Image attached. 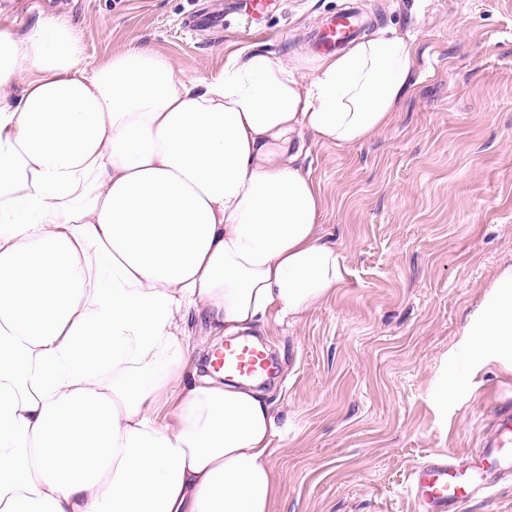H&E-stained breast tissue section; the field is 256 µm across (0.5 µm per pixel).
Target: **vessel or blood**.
<instances>
[{
	"instance_id": "1",
	"label": "vessel or blood",
	"mask_w": 512,
	"mask_h": 512,
	"mask_svg": "<svg viewBox=\"0 0 512 512\" xmlns=\"http://www.w3.org/2000/svg\"><path fill=\"white\" fill-rule=\"evenodd\" d=\"M283 5L284 0H242L239 9L253 27ZM362 27L357 8L342 10L322 21L313 34V45L321 53L336 51L358 38ZM213 367L229 380H248L271 372L266 347L245 336L225 341L214 354ZM510 478L512 404L504 402L494 407L477 451L428 456L412 471L409 491L419 512H462L465 503L490 494Z\"/></svg>"
}]
</instances>
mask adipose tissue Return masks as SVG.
I'll list each match as a JSON object with an SVG mask.
<instances>
[{"instance_id":"ef3b65f1","label":"adipose tissue","mask_w":512,"mask_h":512,"mask_svg":"<svg viewBox=\"0 0 512 512\" xmlns=\"http://www.w3.org/2000/svg\"><path fill=\"white\" fill-rule=\"evenodd\" d=\"M414 57L383 27L307 78L250 47L197 81L52 13L0 26V512H274L267 394L191 353L339 287L304 137L387 129ZM466 333L512 354V266Z\"/></svg>"}]
</instances>
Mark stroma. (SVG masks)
<instances>
[{
	"mask_svg": "<svg viewBox=\"0 0 512 512\" xmlns=\"http://www.w3.org/2000/svg\"><path fill=\"white\" fill-rule=\"evenodd\" d=\"M19 23L68 16L95 59L130 44L217 76L259 46L310 74V31L345 0H286L258 30L232 0H19ZM368 26L416 45L395 122L362 145L309 143L327 240L344 280L298 320L260 339L282 478L276 512H417L407 491L429 454L478 447L494 406L512 400V366L463 361L464 330L512 265V0H362ZM455 387L447 405L436 380Z\"/></svg>",
	"mask_w": 512,
	"mask_h": 512,
	"instance_id": "stroma-1",
	"label": "stroma"
}]
</instances>
